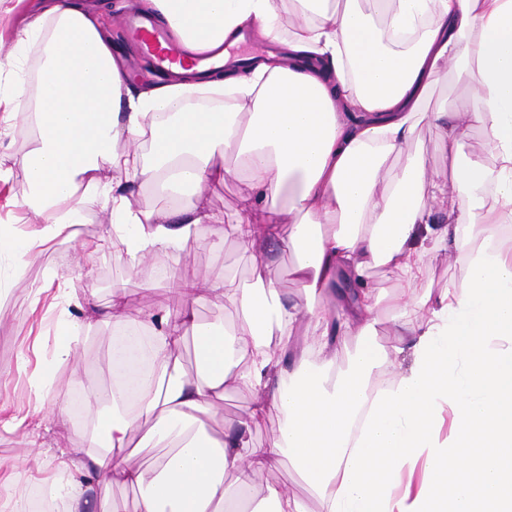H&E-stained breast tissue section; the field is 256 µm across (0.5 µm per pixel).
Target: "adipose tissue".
I'll return each instance as SVG.
<instances>
[{
  "mask_svg": "<svg viewBox=\"0 0 512 512\" xmlns=\"http://www.w3.org/2000/svg\"><path fill=\"white\" fill-rule=\"evenodd\" d=\"M144 11L191 53L254 28L283 58L202 81L176 69L136 92L93 9L39 0L16 34L39 50L35 85L0 64V104L34 134L16 176L35 220L27 230L0 225L12 277L84 223L86 192L104 197L106 234L124 245L127 273L149 260L173 274L169 257L203 231L233 236L250 260L246 279L228 272L206 288L235 312L233 325L113 308V358L131 355L141 336L151 364L135 398L112 386V414L98 423L112 445L93 457L97 476L139 488L131 512H307L273 485L244 496L286 454L324 512H512V246L500 237L512 222V0H371L366 10L357 0H144ZM445 75L470 86L469 102L424 111ZM425 122L443 130L449 182L405 151ZM473 127L488 134L480 154L463 150ZM127 176L157 196L130 199ZM230 177L245 184L248 204L228 225L204 186ZM450 184L461 199L439 224L433 205ZM448 246L467 261L463 285L418 295ZM281 249L295 256L304 308L285 304L270 276ZM376 269L398 282L388 295L368 286ZM304 319L313 333L299 349ZM386 321L400 335L388 347L376 340ZM188 334L193 376L179 356ZM342 336L356 345L340 364ZM387 366L397 378L375 395ZM230 380L257 398L216 446L199 416ZM273 411L277 434L254 447ZM137 428L167 449L148 469L117 460Z\"/></svg>",
  "mask_w": 512,
  "mask_h": 512,
  "instance_id": "ef3b65f1",
  "label": "adipose tissue"
}]
</instances>
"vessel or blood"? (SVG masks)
Masks as SVG:
<instances>
[{"instance_id":"vessel-or-blood-1","label":"vessel or blood","mask_w":512,"mask_h":512,"mask_svg":"<svg viewBox=\"0 0 512 512\" xmlns=\"http://www.w3.org/2000/svg\"><path fill=\"white\" fill-rule=\"evenodd\" d=\"M129 36L140 46L157 70L166 71L174 65H191L205 71L220 70L238 62L245 46H228L224 51L208 55L189 56L184 47L173 41L167 32L149 19H127L123 22Z\"/></svg>"}]
</instances>
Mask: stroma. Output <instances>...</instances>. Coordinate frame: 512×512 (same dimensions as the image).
<instances>
[{
    "label": "stroma",
    "mask_w": 512,
    "mask_h": 512,
    "mask_svg": "<svg viewBox=\"0 0 512 512\" xmlns=\"http://www.w3.org/2000/svg\"><path fill=\"white\" fill-rule=\"evenodd\" d=\"M86 2L100 13L116 59L132 74V86L154 85L151 62L142 56L136 44L125 38L121 27L122 17L136 12V0ZM206 202L211 210L223 215L225 223H232L246 204L243 185L232 178L212 183L206 191ZM86 215L90 231L66 233L36 255L24 275L12 283L7 301L0 305V506L52 482L60 449H75L78 458L84 461L92 455L89 436L98 417L111 413L108 397L112 388V324L105 315L112 305L114 283L123 286V311L130 317L143 311L186 305L201 322H218L229 315L213 299L186 304L184 297L162 280L153 264L146 263L136 273H126L118 259V246H108L85 260H78L79 244L96 239L109 221V212L100 199L87 203ZM171 263L178 275L202 285L221 279L228 270L246 275L249 258L234 237L217 242L201 234L187 239ZM53 273L60 277L59 287H45V280ZM464 277L462 256L454 249H442L434 258L424 285L435 290L451 284L458 286ZM40 284L44 285V292L34 294V286ZM63 289L72 297L69 306L72 319L85 323L86 333L80 337L69 361L59 367L53 356L58 295ZM49 368L54 371L56 390L42 401L36 398L33 385ZM77 389L85 394L95 393L98 410L85 413L81 423L58 428L55 416L70 411L71 394ZM253 404L250 390L231 385L225 389L223 400L203 414L201 421L212 436L220 439L247 420ZM14 416L23 418V425L16 429L5 427V420ZM78 477L86 487L83 512H96L98 502L104 498L124 512L139 494L137 488L102 483L88 478L83 471ZM268 485L284 488L302 498L309 512H323L321 500L310 495L296 465L288 457H281L276 466L261 472L252 491L260 493Z\"/></svg>",
    "instance_id": "35a3bbf8"
}]
</instances>
